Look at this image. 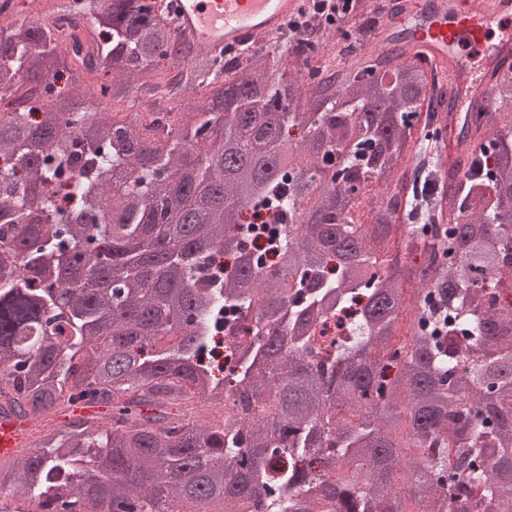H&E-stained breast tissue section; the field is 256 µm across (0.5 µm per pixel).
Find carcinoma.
I'll return each mask as SVG.
<instances>
[{"label": "carcinoma", "mask_w": 512, "mask_h": 512, "mask_svg": "<svg viewBox=\"0 0 512 512\" xmlns=\"http://www.w3.org/2000/svg\"><path fill=\"white\" fill-rule=\"evenodd\" d=\"M75 2L77 67L49 21L0 26V415L39 434L0 512H512V70L450 169L447 87L396 43L225 62L157 0ZM162 71L176 111H108ZM267 208L275 270L242 233ZM221 324L252 337L227 369ZM76 404L106 422L48 424Z\"/></svg>", "instance_id": "carcinoma-1"}]
</instances>
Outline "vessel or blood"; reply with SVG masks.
I'll list each match as a JSON object with an SVG mask.
<instances>
[{
  "label": "vessel or blood",
  "instance_id": "vessel-or-blood-1",
  "mask_svg": "<svg viewBox=\"0 0 512 512\" xmlns=\"http://www.w3.org/2000/svg\"><path fill=\"white\" fill-rule=\"evenodd\" d=\"M300 0H172L182 39L196 54L221 57L249 46L262 35L278 34L298 12ZM385 34L408 60L426 59L457 77L458 94L449 99V128L463 132L473 105H489L494 73L512 67V0H399ZM25 443L22 424L0 417V459Z\"/></svg>",
  "mask_w": 512,
  "mask_h": 512
}]
</instances>
